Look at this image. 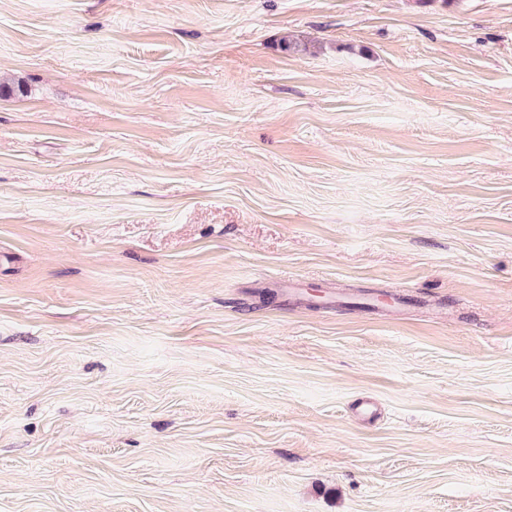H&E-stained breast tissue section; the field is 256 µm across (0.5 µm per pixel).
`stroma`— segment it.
Segmentation results:
<instances>
[{
	"label": "stroma",
	"mask_w": 512,
	"mask_h": 512,
	"mask_svg": "<svg viewBox=\"0 0 512 512\" xmlns=\"http://www.w3.org/2000/svg\"><path fill=\"white\" fill-rule=\"evenodd\" d=\"M0 512H512V0H0Z\"/></svg>",
	"instance_id": "35a3bbf8"
}]
</instances>
